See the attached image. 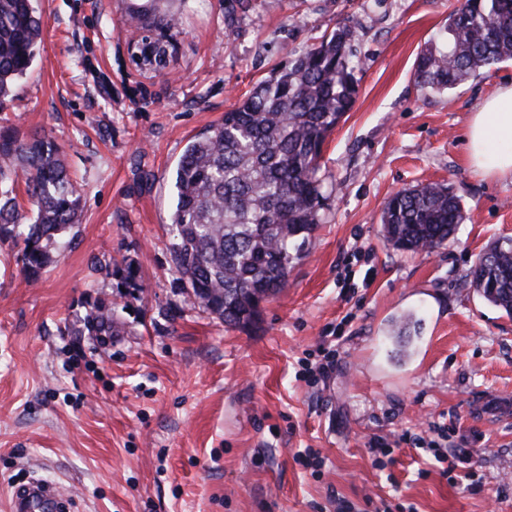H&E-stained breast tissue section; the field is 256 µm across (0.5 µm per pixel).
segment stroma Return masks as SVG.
<instances>
[{"mask_svg": "<svg viewBox=\"0 0 512 512\" xmlns=\"http://www.w3.org/2000/svg\"><path fill=\"white\" fill-rule=\"evenodd\" d=\"M455 3L244 0L229 25L228 0H34L42 42L0 126L60 145L83 211L36 281L0 243V512L38 480L64 487L69 512H336L333 494L358 512H512V317L464 283L488 243L512 241V180L477 176L463 142L512 59L421 88L417 55ZM133 12L146 29L125 25ZM340 26L361 65L320 159L333 193L258 327L229 328L178 280L172 171ZM430 182L465 220L440 248L398 251L385 201ZM125 257L141 289L113 276ZM407 312L420 326L399 358L392 321ZM112 313L118 335H90ZM329 355L335 372L314 380ZM459 448L468 464L444 476L434 450Z\"/></svg>", "mask_w": 512, "mask_h": 512, "instance_id": "35a3bbf8", "label": "stroma"}]
</instances>
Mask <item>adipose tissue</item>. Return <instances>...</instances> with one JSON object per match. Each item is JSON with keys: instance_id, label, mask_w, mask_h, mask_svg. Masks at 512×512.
<instances>
[{"instance_id": "1", "label": "adipose tissue", "mask_w": 512, "mask_h": 512, "mask_svg": "<svg viewBox=\"0 0 512 512\" xmlns=\"http://www.w3.org/2000/svg\"><path fill=\"white\" fill-rule=\"evenodd\" d=\"M466 146L475 174L512 178V81L500 85L473 114Z\"/></svg>"}]
</instances>
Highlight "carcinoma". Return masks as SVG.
I'll return each instance as SVG.
<instances>
[{
  "instance_id": "obj_1",
  "label": "carcinoma",
  "mask_w": 512,
  "mask_h": 512,
  "mask_svg": "<svg viewBox=\"0 0 512 512\" xmlns=\"http://www.w3.org/2000/svg\"><path fill=\"white\" fill-rule=\"evenodd\" d=\"M43 29L33 0H0V105L26 74ZM352 33L339 27L260 83L205 135L173 173L170 253L191 303L234 329L260 320L259 303L278 294L321 222L328 194L320 175L323 145L358 95ZM512 59V0H461L438 38L420 52V87L442 92ZM31 204L18 201L19 185ZM81 197L60 146L38 135L0 132V243L20 241L28 279L53 262L56 237L77 223ZM463 213L443 184L389 196L382 224L399 251L440 247ZM113 273L140 287L134 262ZM467 285L512 317V244L488 246Z\"/></svg>"
}]
</instances>
